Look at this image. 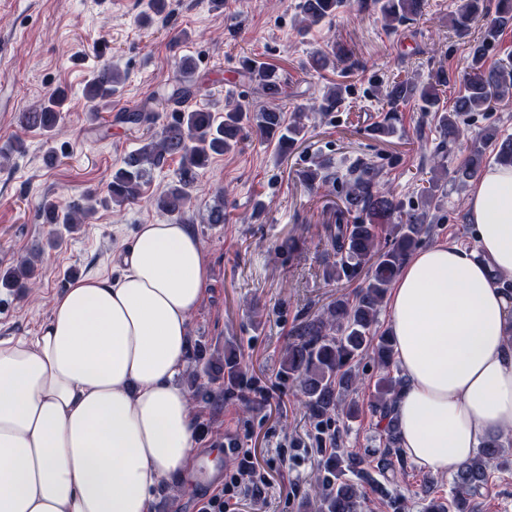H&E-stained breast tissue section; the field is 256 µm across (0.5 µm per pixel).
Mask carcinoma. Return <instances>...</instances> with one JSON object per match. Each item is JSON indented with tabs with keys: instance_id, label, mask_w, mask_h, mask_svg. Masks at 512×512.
<instances>
[{
	"instance_id": "carcinoma-1",
	"label": "carcinoma",
	"mask_w": 512,
	"mask_h": 512,
	"mask_svg": "<svg viewBox=\"0 0 512 512\" xmlns=\"http://www.w3.org/2000/svg\"><path fill=\"white\" fill-rule=\"evenodd\" d=\"M372 4L393 30L422 15L426 0H372ZM348 0H299L297 11L301 17V30L306 32L347 7ZM486 19L482 35L470 42L468 67L460 81V88L449 111L439 107L440 87L448 85L450 77L440 71L428 82L412 78L392 81L384 94L389 110L384 120L374 126L373 132L382 138L396 132L395 121L400 105L419 103L421 111L435 113L437 130L442 137L435 150L432 171L444 167V148L464 135L461 123L471 112H489L495 104L512 96V58L488 63V55L498 41L500 32L512 26V0H497L494 16L487 17L485 0H460L452 27L459 34L468 32L479 19ZM349 61L348 53L331 48L329 52L314 55L310 67L316 71L334 68ZM248 81L271 105L252 110L239 102L228 101L224 113L208 108L185 109L182 103L194 96L200 87L193 80L195 66L183 58L177 71L181 78L169 98L173 104L170 120L160 134L145 141L129 152L119 167L112 172L107 185L108 201L123 207L138 200L142 188L153 170L163 167L173 158L181 166L178 180L154 199L156 207L171 215L180 216L189 207L191 191L197 186L201 170L208 167L215 155L235 150L241 141L254 135L261 141H276L284 152L290 151L302 139L305 125L302 118L306 110L329 112L344 102L347 89L342 83L330 86L318 105L297 108L289 117L275 104L285 93L284 83L277 71L254 59L242 61ZM122 83L119 71L108 66L100 70L87 84L86 98L94 102L109 98L118 92ZM65 94L59 90L38 108L22 114L21 123L28 128H39L53 135L61 119ZM494 147V160L512 165V139L499 140L496 131L486 129L468 140V155L456 171L462 185L479 176L486 163V149ZM327 163L321 161L306 171L303 179L311 185L328 187L337 178L326 173ZM343 209L339 215H355L353 224H330L328 243L336 261L329 276L340 281L362 279L354 298L339 297L321 314L303 323L296 330V339L285 349L281 361L282 375L297 381L304 406L308 410L314 429L319 435H330L334 416L341 413L348 418L357 416L355 403L341 406L343 397L356 388L358 379L355 365L367 353L373 354L377 367L383 372L373 400V411L382 424L386 440L374 471L381 477L396 472L404 464L398 442L395 408L403 382L390 375L393 364V344L387 332H377L380 306L391 288L401 266L421 243L430 211L439 207L436 195L438 179L431 177L420 193L421 204L406 209L394 191L382 183L379 172L368 164L357 166L345 179ZM44 219L49 224L62 222L68 226L83 223V217L92 209L73 204L64 213L52 202L42 205ZM35 278L34 264L23 261L0 274L5 287L26 286ZM194 360L204 362L201 370L193 374L188 385L191 399L206 403L218 399V393L200 382L205 375L211 382L224 380L229 389L241 383L243 367L234 346H224V359L207 360L198 351ZM507 448L499 439L492 438L482 444L476 453L454 473L450 498H432L424 504L423 512H476L475 499L489 490L494 470L509 465ZM316 492L314 512H361L367 492H384L378 479L364 468V460L347 454L339 446L330 448L314 478Z\"/></svg>"
}]
</instances>
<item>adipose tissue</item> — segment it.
<instances>
[{"label":"adipose tissue","mask_w":512,"mask_h":512,"mask_svg":"<svg viewBox=\"0 0 512 512\" xmlns=\"http://www.w3.org/2000/svg\"><path fill=\"white\" fill-rule=\"evenodd\" d=\"M469 250L424 248L388 299L405 382L400 446L415 465L457 471L512 435V166L471 187ZM117 277L74 281L31 336L0 337V512H154L194 465L196 410L174 379L208 269L190 225H139Z\"/></svg>","instance_id":"ef3b65f1"}]
</instances>
